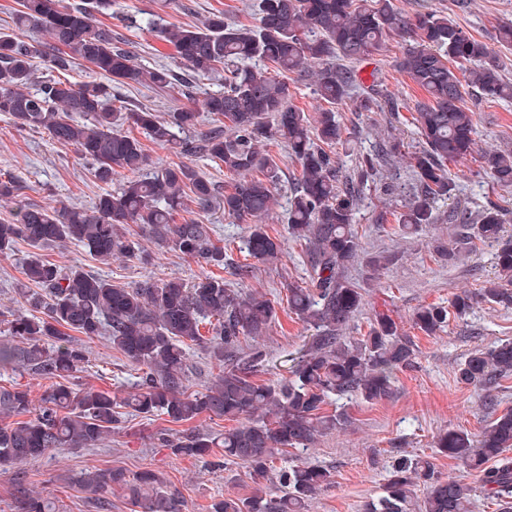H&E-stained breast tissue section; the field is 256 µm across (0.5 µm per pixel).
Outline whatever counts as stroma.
Wrapping results in <instances>:
<instances>
[{
    "instance_id": "obj_1",
    "label": "stroma",
    "mask_w": 512,
    "mask_h": 512,
    "mask_svg": "<svg viewBox=\"0 0 512 512\" xmlns=\"http://www.w3.org/2000/svg\"><path fill=\"white\" fill-rule=\"evenodd\" d=\"M258 3L259 0H114L111 11L153 14L163 23L177 25L198 24L220 11L235 23L253 25L260 18ZM396 4L410 13L425 8L439 11L488 43L499 24L512 20V0H467L463 6L458 0H396ZM112 32L142 66L179 67L172 48L153 33L131 32L119 25L113 26ZM402 49L401 37H388L370 60L356 66L364 85H377L384 93L399 97L400 111L361 110L350 100L337 105L338 118L349 137L336 153L340 170L346 175L379 142L398 141L403 145L402 152L392 156L374 182L363 190L356 211L354 228L365 257L350 266L345 275L361 286L363 304L348 333L361 335L376 315H387L402 334L410 336L415 357L410 366L397 370L389 397L373 403L353 397L342 399L350 426L319 437L307 452L290 451L277 465L282 468L308 463L332 471L333 484L309 502L308 512H365L367 503L382 496L394 468L420 456L429 458L442 476L474 487L473 512H500L498 499L478 488L474 473L441 454L435 440L446 429L480 432L490 406L501 411L512 409V376L498 379L490 388L464 385L456 379L458 365L471 351L512 339V308L475 303L466 316L450 320L444 331L433 336L415 329L412 317L419 307L446 302L452 293L477 291L494 275L496 247L477 244L464 249L454 265L446 266L431 254L428 242L434 238L453 240L454 231L446 220L449 203L475 213L492 199L512 210V187L494 185L479 157L480 152L490 148H512V100L491 102L475 91L466 95L467 107L476 114V153L449 163L448 175L455 190L451 200L435 203L436 224L415 236L398 234L394 217L415 192L408 157L419 150L420 138L413 125V112L417 103L427 99L425 92L396 66ZM119 99L129 108L146 105L159 112L187 103L178 91L159 92L143 85L122 88ZM265 152L278 165L280 181L273 190L275 203L262 222L280 244L281 256L273 264L254 262L248 279L240 280L229 273L224 279L231 287L266 294L275 305V321L262 338L267 357L255 375L257 382L272 383L285 376L290 359L298 355L313 330L289 313L286 302L288 286L308 279L301 260L302 248L289 237L284 222L288 196L300 175V166L290 158L284 139L270 140ZM5 172L17 177L29 201L46 207L66 204L88 208L106 190L105 185L92 178L87 163L73 147L53 142L38 129H18L0 115V173ZM179 219L215 225L230 262L243 261L245 222L225 215L219 206L202 214L190 209L181 212ZM29 251V246L21 242L9 255L0 256V331L6 328L4 316L20 309L14 289L23 279L21 268ZM151 252L152 261L148 264L128 258L105 265L74 244L50 250L48 256L61 266L83 261L119 286L159 277L191 282L205 270L203 264L177 252L156 246ZM378 253L392 256L393 261L375 273L365 259ZM76 341L85 346L89 359L86 371L77 374L76 384L94 385L119 396L135 392L138 368L105 339L88 340L80 335ZM164 427L178 433L185 426L167 425L161 416L146 419L127 414L120 433L100 447L68 448L20 468L0 466V512H10L20 475L29 491L52 494L58 512H132L128 499L118 490L101 503L87 498L79 478L96 469L121 470L130 477L146 468L154 470L168 489L181 497L182 512H209L211 503L227 496L250 498L278 492L276 476L255 483L240 466L224 465L222 449L198 459L152 447L153 436Z\"/></svg>"
}]
</instances>
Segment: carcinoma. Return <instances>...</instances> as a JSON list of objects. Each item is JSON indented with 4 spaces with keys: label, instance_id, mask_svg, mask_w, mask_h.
Instances as JSON below:
<instances>
[{
    "label": "carcinoma",
    "instance_id": "cac0c4a2",
    "mask_svg": "<svg viewBox=\"0 0 512 512\" xmlns=\"http://www.w3.org/2000/svg\"><path fill=\"white\" fill-rule=\"evenodd\" d=\"M20 6L15 27L42 30L47 39L34 46L0 32V114L19 128L41 130L73 147L91 165L96 181L109 185L121 173L125 181L101 194L90 209H50L29 202L16 178H0V200L13 204L10 219L0 222V255L20 241L34 248L23 265L24 287L17 289L27 312L7 321L0 336V368L18 365L54 380L38 407L27 390L0 388V465H22L61 448H95L119 432L121 409L128 408L144 417L164 415L173 423L202 415L237 422L218 434L162 431L158 445L197 458L222 448L224 462L244 467L258 481L289 450L304 451L318 436L349 422L345 411L330 414L325 406L353 395L366 402L388 397L396 370L413 361L414 343L384 316L376 317L366 334L346 336L362 293L343 271L361 251L353 220L363 187L374 179L378 160L400 145L380 144L350 181H340L336 146L347 140V132L336 119V105L352 98L360 83L353 70L336 61L362 62L390 35L406 42L397 67L428 97L414 116L421 138V149L410 157L416 192L396 217L399 231L415 233L436 222L435 200L451 198L448 163L473 153L475 113L464 105L465 87L492 100L512 99V83L503 78L495 49L436 10L408 14L394 0H262L255 26L228 24L222 12L199 24L124 18L171 46L186 68L180 74L163 65L143 67L119 45L112 27L96 18L110 0L68 6L59 0H21ZM37 56L48 71L40 81L33 64ZM255 61L280 73L318 64L315 92L328 107L313 116L305 113L291 103L288 82ZM83 63L108 82L71 81L68 73ZM220 71L223 91L203 100L209 116L205 130H197L199 113L191 107L162 116L146 106L125 112L112 106L114 85H148L160 92L176 87L191 100L198 83ZM372 106L398 111L394 99L368 87L358 108ZM126 123L182 160L144 172L149 156L138 138L122 131ZM313 134L321 147L312 146ZM276 136L288 141L301 167L285 221L291 238L304 244L308 266L307 285L288 287V311L315 331L310 344L291 359L288 376L277 382L254 380L265 361L263 347L238 352L241 339L262 336L275 318L265 295L229 288L214 273L191 285L170 277L120 287L79 261L64 268L39 253L76 244L103 264L130 256L147 261L150 253L129 238L128 228L135 225L155 245L222 269L224 247L215 240L214 225L178 224L175 214L189 202L200 212L221 204L225 213L243 221L268 213L280 169L262 156V148ZM189 157L217 159L238 180L226 191L186 162ZM482 164L494 184L512 185V151L490 150ZM255 169L264 177L246 178ZM448 223L457 225L459 234L451 243L432 245L433 254L451 264L459 247L476 240L497 244V276L477 297L512 307V237H504V208L490 200L473 216L451 206ZM245 249L262 262L279 256V245L263 224L249 225ZM474 297L463 291L446 306H421L413 325L432 336L450 317L467 314ZM207 324L214 331L209 340L202 334ZM68 330L90 340L106 339L137 365V391L118 397L93 386H72L70 379L86 368L87 359ZM205 342L223 370L204 389L190 393L186 348ZM509 375L512 341L505 340L472 351L459 364L456 379L485 386ZM436 447L477 473L482 487L497 498L512 499V458L506 456L512 448V410L492 418L477 436L449 429L438 435ZM280 481L287 488L282 495L226 497L211 504L210 512H305L308 501L333 484V475L320 466L297 464L280 471ZM419 483L425 492L417 502L413 487ZM80 485L91 498L121 490L133 512H182L179 496L153 470L131 479L118 470L88 472ZM12 512H56V504L20 483ZM366 512H472V501L466 485L441 476L430 460L419 458L393 471L384 495Z\"/></svg>",
    "mask_w": 512,
    "mask_h": 512
}]
</instances>
